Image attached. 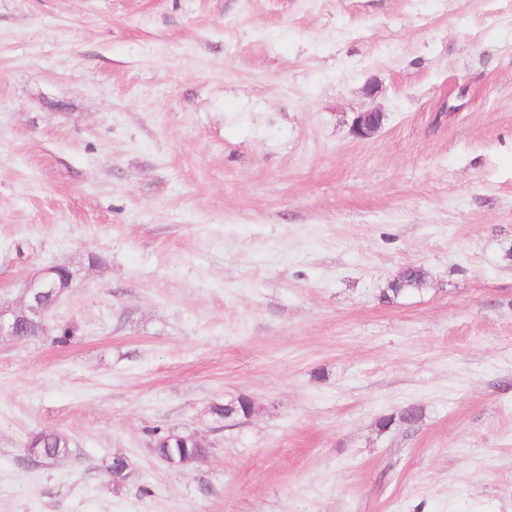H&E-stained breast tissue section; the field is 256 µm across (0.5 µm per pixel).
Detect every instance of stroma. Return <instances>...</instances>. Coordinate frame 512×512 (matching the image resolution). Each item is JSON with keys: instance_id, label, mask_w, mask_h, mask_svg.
Here are the masks:
<instances>
[{"instance_id": "obj_1", "label": "stroma", "mask_w": 512, "mask_h": 512, "mask_svg": "<svg viewBox=\"0 0 512 512\" xmlns=\"http://www.w3.org/2000/svg\"><path fill=\"white\" fill-rule=\"evenodd\" d=\"M58 264L0 512H512V0H0V300ZM384 114L377 110L361 112L357 115L353 124V132L360 139L373 136L382 124ZM428 281V272L422 267L411 266L405 268L400 275L389 285L387 291L393 296H399L412 290H421ZM174 432L181 434L187 438L190 436L183 432L167 430L162 431L159 427L149 430L151 436V450L160 459H168L173 456L185 457L191 460L185 467L198 463L199 460H204L208 453L209 448L202 443H194L192 440L187 442L178 441L173 438ZM70 439L55 430L41 429L34 432L28 439L27 454L39 460L54 461L71 453Z\"/></svg>"}]
</instances>
